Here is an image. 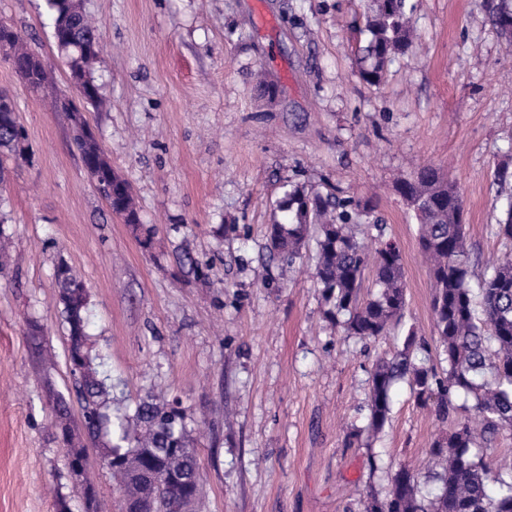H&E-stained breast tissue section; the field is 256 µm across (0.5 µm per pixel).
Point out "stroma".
<instances>
[{"mask_svg": "<svg viewBox=\"0 0 512 512\" xmlns=\"http://www.w3.org/2000/svg\"><path fill=\"white\" fill-rule=\"evenodd\" d=\"M365 4L83 0L100 23L103 103L81 111L153 232L145 248L96 191L67 113L50 107L72 84L47 0H0V19L49 71L33 92L0 56V91L29 146L0 183V512H84L88 482L119 500L101 448L88 446V477H74L50 430L48 378L80 421L56 296L63 262L85 281L92 351L114 396L129 407L149 393L177 400L199 421L192 512H362L402 466L432 485L425 450L443 425L408 381L395 385L383 430L367 431L370 372L408 332L426 342L428 364L446 366L399 183L424 165L456 183L475 273L512 249L497 234L512 185L494 176L512 168V55L481 0H413L414 46L382 86L367 85L350 51ZM260 72L278 84L274 102L255 95ZM296 183L372 200L355 232L372 248L373 224H384L405 271L407 305L388 335L360 342L328 324L314 251L287 275L270 260L268 226ZM184 241L208 280L182 264ZM31 320L56 359L51 374Z\"/></svg>", "mask_w": 512, "mask_h": 512, "instance_id": "stroma-1", "label": "stroma"}]
</instances>
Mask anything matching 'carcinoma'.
<instances>
[{
    "mask_svg": "<svg viewBox=\"0 0 512 512\" xmlns=\"http://www.w3.org/2000/svg\"><path fill=\"white\" fill-rule=\"evenodd\" d=\"M493 24L512 45V0H485ZM410 0H372L363 16L366 40L355 48L359 75L371 86L383 82L387 65L413 40ZM67 67L90 86L85 101L95 106L100 88L92 76L93 61L82 46L96 35L81 4L73 5L69 24ZM32 57L22 34L0 22V40ZM27 135L18 123L0 125V157L26 158ZM99 187H112V211L139 229L135 201L125 181H109L111 165L98 167ZM399 190L419 224L420 250L429 265L434 288L432 312L447 368L438 372L418 357L425 345L409 332L404 347L371 372L369 428L378 432L391 418L392 387L408 379L416 401L437 420H448L455 396L472 400L474 416L458 420L446 435L435 437L425 454L439 468L432 499L417 477L400 467L388 494L364 502V512H512V476L490 477L483 450L505 431H512V256L505 255L473 288L466 237L465 210L457 185L440 170L425 165L400 182ZM285 221L270 225L268 249L281 266L293 269L303 250L315 249L314 278L327 304L325 319L348 336L363 340L387 333L405 309L404 270L399 248L387 241L370 253L352 234L371 210L369 203L340 198L331 191L292 184L279 204ZM371 270L376 291L362 298L364 273ZM58 302L67 324L66 365L77 393L87 439L103 448L107 466L123 491L121 502L143 501L146 512H188L192 500L180 486L146 473L190 472L198 467L191 435L192 419L178 402L148 397L133 413L110 411V391L102 362L91 354L88 295L83 280L68 265L56 271ZM56 394V438L70 448L83 447L69 420L68 404Z\"/></svg>",
    "mask_w": 512,
    "mask_h": 512,
    "instance_id": "cac0c4a2",
    "label": "carcinoma"
}]
</instances>
